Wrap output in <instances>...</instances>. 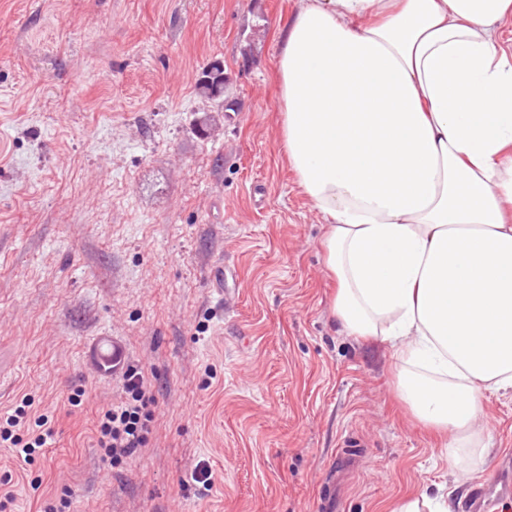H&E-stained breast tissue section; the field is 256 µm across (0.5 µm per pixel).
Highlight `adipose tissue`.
Returning <instances> with one entry per match:
<instances>
[{
    "instance_id": "ef3b65f1",
    "label": "adipose tissue",
    "mask_w": 512,
    "mask_h": 512,
    "mask_svg": "<svg viewBox=\"0 0 512 512\" xmlns=\"http://www.w3.org/2000/svg\"><path fill=\"white\" fill-rule=\"evenodd\" d=\"M512 0H299L281 137L323 215L333 314L388 342L397 391L484 460L512 390Z\"/></svg>"
}]
</instances>
